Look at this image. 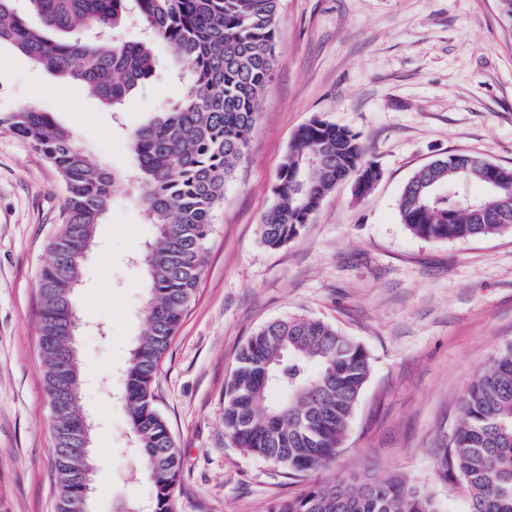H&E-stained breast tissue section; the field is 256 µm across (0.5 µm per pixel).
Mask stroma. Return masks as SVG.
Listing matches in <instances>:
<instances>
[{"label":"stroma","instance_id":"stroma-1","mask_svg":"<svg viewBox=\"0 0 512 512\" xmlns=\"http://www.w3.org/2000/svg\"><path fill=\"white\" fill-rule=\"evenodd\" d=\"M155 57L149 84L115 111L0 45V113L35 105L124 175L77 294L81 403L94 424L89 512L152 495L133 460L122 389L144 329L133 258L155 235L140 211L129 135L180 93L167 51L156 47ZM315 118L358 133L382 176L359 199L340 182L298 236L268 248L260 224L281 163ZM450 154L512 166V23L497 0H279L274 77L154 386L181 455L176 512H268L306 488L224 434L237 352L287 317L328 322L370 357L344 444L320 480L395 476L431 494L440 512H470L463 480L437 478L435 450L457 425L468 383L512 343V233L425 240L401 223L406 182ZM64 202L56 169L0 128V512H56L37 282Z\"/></svg>","mask_w":512,"mask_h":512}]
</instances>
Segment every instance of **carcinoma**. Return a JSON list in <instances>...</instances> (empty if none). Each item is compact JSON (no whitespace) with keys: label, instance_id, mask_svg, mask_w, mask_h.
<instances>
[{"label":"carcinoma","instance_id":"obj_1","mask_svg":"<svg viewBox=\"0 0 512 512\" xmlns=\"http://www.w3.org/2000/svg\"><path fill=\"white\" fill-rule=\"evenodd\" d=\"M39 25L0 0V44L89 89L114 108L153 76V45L164 44L191 79L162 116L134 130L136 182L156 240L140 257L146 272L145 329L130 353L123 398L140 466L152 485L149 510L125 502L115 512H175L180 455L153 385L205 262L204 245L224 187L245 157L258 101L274 76L278 0H27ZM137 14L146 37L114 41L108 34ZM66 35L59 40L46 35ZM0 127L29 142L60 174L66 199L50 261L38 281L39 336L45 390L56 392L61 367L80 371L72 348L50 337L76 316L73 289L94 243L96 225L112 202L119 175L83 152L49 112L31 105L0 115ZM359 135L320 118L300 129L281 164L276 202L261 224L274 249L298 235L336 184L353 179L360 198L381 176L366 159ZM498 196L475 198L470 182ZM401 223L417 237L465 240L512 231V167L480 157H438L406 183L397 203ZM370 373L365 349L335 326L314 318L279 319L259 328L238 352L224 391V434L247 455L292 476L333 463ZM82 376L75 398L53 425L57 512H80L76 480L91 467L66 454L67 421L82 413ZM441 480L456 475L471 497L470 512H512V345L499 350L469 384L460 417L437 449ZM268 512H439L419 488L384 478L338 477L314 482Z\"/></svg>","mask_w":512,"mask_h":512}]
</instances>
